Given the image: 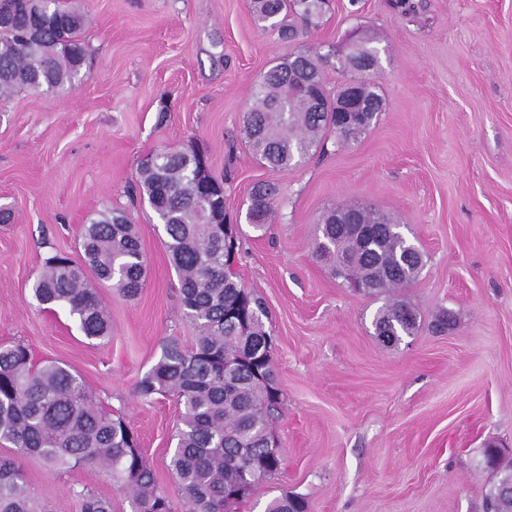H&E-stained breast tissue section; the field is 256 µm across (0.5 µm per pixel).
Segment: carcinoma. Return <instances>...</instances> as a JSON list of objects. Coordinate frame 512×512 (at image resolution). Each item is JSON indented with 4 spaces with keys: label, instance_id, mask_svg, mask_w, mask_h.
<instances>
[{
    "label": "carcinoma",
    "instance_id": "cac0c4a2",
    "mask_svg": "<svg viewBox=\"0 0 512 512\" xmlns=\"http://www.w3.org/2000/svg\"><path fill=\"white\" fill-rule=\"evenodd\" d=\"M51 0H0V96L13 91L37 93L76 78L86 62L80 38L85 16L50 8ZM327 0H251L255 22L294 44L322 17ZM334 54L290 52L263 75L245 114L244 136L261 165L287 171L309 150L330 137L343 142L364 135L379 112V86L351 79L363 114L357 125L338 127L336 95L323 79V65ZM196 150L164 149L146 156L138 167L137 186L161 222L164 246L180 281L185 317L195 328L191 347L167 343L158 361L140 380L144 399L173 395L183 406L168 471L190 505V512H237L229 490L249 479L258 487L281 468L250 469L264 455L266 439L281 393L271 392L255 375H274L269 312L254 291L230 273L236 240H225L211 223L213 200L224 183L202 169ZM276 189L258 184L250 195L247 219L271 220ZM355 214L372 232L357 240L336 228L337 214ZM316 254L342 276L344 268L363 281L369 294H391L415 282L424 256L396 220L370 208L335 206L322 217ZM79 258L56 254L44 261L32 286L42 305L64 308L88 340H104L110 321L88 275L109 284L124 298L137 296L145 278L140 241L125 212L108 209L84 225ZM415 310L399 298L381 307L375 337L395 346L415 334ZM236 366L233 374L224 366ZM0 447L19 456L35 455L49 467L89 466L122 484L134 512H174L158 489L137 438L121 417L96 404L79 375L56 361L34 365L22 343L0 345ZM487 467L497 474L486 494L487 512H512V461L484 450ZM80 512H112L111 502L85 488L73 491ZM0 512H49L25 490L16 459L0 456ZM264 512H306L302 497L285 493Z\"/></svg>",
    "mask_w": 512,
    "mask_h": 512
}]
</instances>
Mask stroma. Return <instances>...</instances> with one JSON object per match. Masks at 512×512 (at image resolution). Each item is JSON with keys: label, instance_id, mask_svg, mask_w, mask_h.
Returning a JSON list of instances; mask_svg holds the SVG:
<instances>
[{"label": "stroma", "instance_id": "1", "mask_svg": "<svg viewBox=\"0 0 512 512\" xmlns=\"http://www.w3.org/2000/svg\"><path fill=\"white\" fill-rule=\"evenodd\" d=\"M85 14L88 61L63 87L0 98V343L34 364L62 362L139 437L174 512H188L168 472L182 411L137 385L172 339L191 345L164 233L133 191L143 158L200 150L225 179L239 224L234 271L271 312L283 395L281 469L240 504L263 512L292 493L307 512H483L495 479L483 451L512 460V0H332L298 47L344 50L370 31L384 104L359 140L329 139L287 171L260 165L243 141L255 86L289 47L257 28L250 0H58ZM278 189L272 223L248 224L253 188ZM360 205L398 220L424 254L401 297L418 332L394 348L372 325L385 297L350 288L316 257L320 216ZM126 212L146 257L132 300L97 291L111 334L88 341L31 286L46 258L79 254L89 215ZM454 324L437 331L442 312ZM27 488L53 512H79L91 489L132 512L104 473L20 458Z\"/></svg>", "mask_w": 512, "mask_h": 512}]
</instances>
